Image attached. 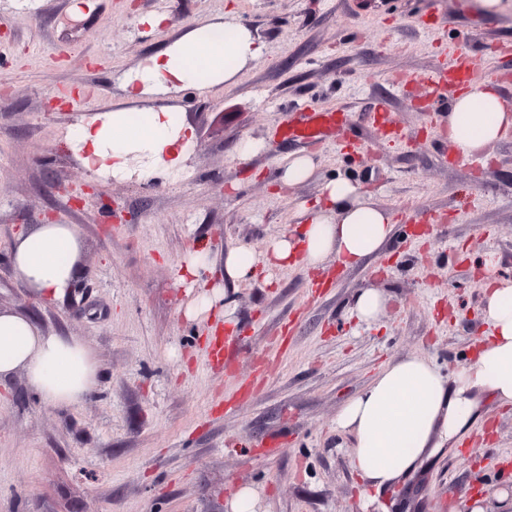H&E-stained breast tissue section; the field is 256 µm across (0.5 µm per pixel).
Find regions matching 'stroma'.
Segmentation results:
<instances>
[{
	"mask_svg": "<svg viewBox=\"0 0 512 512\" xmlns=\"http://www.w3.org/2000/svg\"><path fill=\"white\" fill-rule=\"evenodd\" d=\"M0 0V309L49 333L81 338L99 376L74 406L52 407L24 373L0 383V512H228L244 486L257 512H401L398 492L359 494L349 435L336 414L388 362L418 356L444 376L474 360L482 279L512 278V131L464 159L448 143L456 68L498 82L512 103V0L497 14L474 0ZM234 9L265 50L234 84L187 91L180 118L195 134L183 171L144 181L87 172L68 148L80 118L110 108L117 74L199 20ZM167 15L161 32L143 15ZM75 93L73 112L46 114ZM341 107L328 143L285 137L299 107ZM265 148L247 162L244 138ZM310 153L314 176L276 188L277 160ZM343 176L396 224L358 266L327 262L318 294L299 267L225 285L224 258L298 226L323 182ZM93 185L74 205L61 185ZM74 225L75 294L34 300L9 252L20 224ZM203 243L210 286L234 300L227 361L205 335L215 314L185 315L195 292L177 279ZM494 269H486L487 258ZM365 288L387 299L377 321L350 316ZM466 450L419 471L412 512H497L512 490V411L485 405Z\"/></svg>",
	"mask_w": 512,
	"mask_h": 512,
	"instance_id": "obj_1",
	"label": "stroma"
}]
</instances>
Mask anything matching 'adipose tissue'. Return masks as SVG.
<instances>
[{
    "label": "adipose tissue",
    "mask_w": 512,
    "mask_h": 512,
    "mask_svg": "<svg viewBox=\"0 0 512 512\" xmlns=\"http://www.w3.org/2000/svg\"><path fill=\"white\" fill-rule=\"evenodd\" d=\"M263 45L252 27L234 14L202 19L136 68L123 72V96L112 108L87 118L67 142L92 173L124 175L130 156L149 180L183 167L194 132L174 105L189 89L206 93L235 82L240 68L260 57ZM512 128L494 79L471 82L448 104V141L469 158ZM389 212L345 178L327 182L304 207L298 232L273 240L266 251L240 247L224 259V277L237 282L268 266L323 270L327 261L354 267L390 240ZM80 236L70 224H39L12 245L18 278L36 296L57 300L76 285ZM488 325L472 365L443 377L428 361L409 357L385 366L336 416L352 438L351 467L363 490H382L410 478L425 461L458 450L478 418L482 400L512 407V279L483 286ZM24 373L51 406L80 402L94 387L98 366L91 349L75 336L44 332L30 317L0 309V380Z\"/></svg>",
    "instance_id": "obj_1"
}]
</instances>
